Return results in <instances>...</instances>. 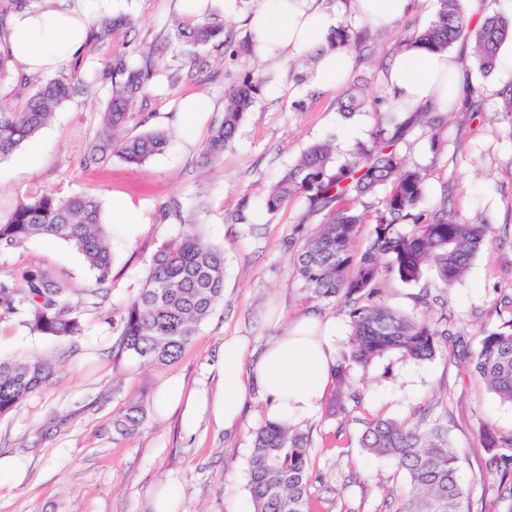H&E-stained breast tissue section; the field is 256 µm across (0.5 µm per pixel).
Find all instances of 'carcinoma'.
I'll list each match as a JSON object with an SVG mask.
<instances>
[{
    "label": "carcinoma",
    "mask_w": 512,
    "mask_h": 512,
    "mask_svg": "<svg viewBox=\"0 0 512 512\" xmlns=\"http://www.w3.org/2000/svg\"><path fill=\"white\" fill-rule=\"evenodd\" d=\"M131 25L123 16L99 18L90 38L117 41ZM175 38L183 56L198 60L202 48L224 47V19L212 13L191 27L179 25ZM470 38L478 70L491 74L500 48L512 41V15L493 11L484 16L479 29L472 30L464 21L461 0H438L434 19L406 36L400 47L441 52ZM367 39V30L341 25L334 44L360 48ZM138 53L142 63L135 65L132 51L122 45L104 66L111 95L97 138L84 158L87 166L110 156L141 166L167 145L162 130L124 135L125 127L139 118L135 109L156 76L152 50L140 48ZM264 83L262 77L247 74L225 93L223 118L212 128L204 147L207 163L222 158ZM20 84L32 85L34 91L20 111L0 107V160L43 128L56 108L90 89L89 83L65 73L44 80L23 75ZM370 105L365 88L352 84L339 100V111L364 112ZM445 126L430 107L390 104L378 113L368 140L357 143L344 162H336L331 142H315L265 197L270 214L289 200L301 198L309 213L322 216L321 224L303 237L293 274L304 283L308 299L338 300L347 308L352 327L348 351L331 368L341 398L350 364L365 367L393 351L427 360L455 336L448 326L433 324L424 314H401L376 300L382 265L406 284L419 282L426 268H433L442 287L450 288L489 242V225L459 222L445 205L423 208L428 174L420 166L407 164L397 151V145L417 128L429 129L431 148L441 149ZM366 223L372 225V232L362 246L359 231ZM404 224L412 229L402 231ZM33 238H54L72 245L100 283L111 274L112 254L101 206L92 195L58 198L45 192L17 198L9 211L0 213V251ZM223 298V252L195 231L184 234L155 253L143 288L124 307L115 324L116 354L154 366L174 361ZM22 305L27 307L28 325L41 336L65 338L82 331L81 311L71 301L70 289L43 269H30L15 283L0 282V316L15 314ZM470 366L492 393L512 403V320L483 332ZM54 371L53 364L42 358L0 359V414L11 412L40 389ZM144 420L143 403L134 401L115 427L129 434ZM360 443L370 455L393 459L404 475V484L385 494L386 512H471L468 494L457 476L459 457L438 429L375 417L366 422ZM310 450L309 434L277 421L266 422L256 432L248 465L254 512H318L322 508L311 491ZM497 458L504 479L499 498L511 502L512 512V454Z\"/></svg>",
    "instance_id": "cac0c4a2"
}]
</instances>
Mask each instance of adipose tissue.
<instances>
[{
	"mask_svg": "<svg viewBox=\"0 0 512 512\" xmlns=\"http://www.w3.org/2000/svg\"><path fill=\"white\" fill-rule=\"evenodd\" d=\"M92 18L85 0H43L38 9L14 14L8 29L14 62L28 73L53 74L83 47ZM250 24L260 42V58L314 56L312 80L317 87L338 90L353 69L352 56L331 47L329 38L338 21L318 0H258ZM388 81L393 94L411 105L445 112L469 78L460 53L409 48L394 57ZM332 342L329 327L317 316H306L271 336L245 372L241 364L246 341L228 337L221 382L212 395L184 399L182 385L171 381L160 391V404L165 409L182 406L186 427H194L208 413L229 430L241 417L246 395L254 390L263 399L268 419L312 417L328 385Z\"/></svg>",
	"mask_w": 512,
	"mask_h": 512,
	"instance_id": "ef3b65f1",
	"label": "adipose tissue"
}]
</instances>
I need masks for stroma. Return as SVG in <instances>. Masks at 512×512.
I'll list each match as a JSON object with an SVG mask.
<instances>
[{
	"instance_id": "1",
	"label": "stroma",
	"mask_w": 512,
	"mask_h": 512,
	"mask_svg": "<svg viewBox=\"0 0 512 512\" xmlns=\"http://www.w3.org/2000/svg\"><path fill=\"white\" fill-rule=\"evenodd\" d=\"M436 10L437 0H411L403 17L372 30L366 47L355 54L351 75L362 78L380 104L390 98L387 75L398 43L425 28ZM126 14L137 20L132 43L161 45L158 74L143 107L149 118L129 125L128 133L165 131L164 151L139 167L116 157L84 166L110 95L109 86L99 83L95 97L65 102L48 125L0 160V210L19 196L44 191L60 198L95 195L108 221L112 253L111 277L101 285L66 242L37 238L0 251V282L40 268L83 304L82 332L74 337L34 334L23 309L0 318V358L41 357L56 365L41 389L0 416V456L17 457L25 469L21 482L0 484V512H152L155 490L169 481L177 484L187 512H253L248 460L265 422L258 394L247 395L243 417L230 431L206 417L185 429L180 412L161 415L155 400L170 380H179L188 394L215 387L225 337H247L254 355L283 324L311 313L329 322L332 357L340 359L351 333L346 312L334 303L309 301L292 276L301 248L297 226L303 221L313 228L321 218L306 216L300 198L268 214L263 198L314 142L334 140L337 158H345L367 139L376 114L345 116L337 93L313 83L310 62L298 66L243 53L228 58L212 47L203 49V63L191 62L177 42L166 39L179 18L176 0H130ZM176 70L182 79L173 85L167 77ZM252 72L271 74L269 88L246 113L222 162L204 165L202 146L224 114L225 91ZM472 84L482 109L449 113L448 142L441 151L432 150L431 133L422 128L398 150L426 168L428 206L450 200L459 221L487 222L492 242L451 289L440 288L432 269L415 284L387 271L378 295L400 313L424 311L432 321H448L464 344L441 348L426 361L392 352L368 366H351L348 390L358 402L333 416L319 408L299 422V429L312 435L313 492L323 512H379L385 492L402 483L393 460L367 455L360 446L366 421L376 415L441 428L460 456L458 476L473 512H505L497 500L500 474L482 436L491 428L498 437H512V404L474 377L464 355L477 352L484 330L512 319V114L501 109L512 72H476ZM187 96H203L212 104L189 126L177 110ZM116 200L133 205L142 223H112ZM194 209L199 233L224 253L223 301L174 362L158 368L116 357L113 323L142 288L157 250L188 231L186 219ZM134 400L145 406L142 428L116 433L113 419Z\"/></svg>"
}]
</instances>
